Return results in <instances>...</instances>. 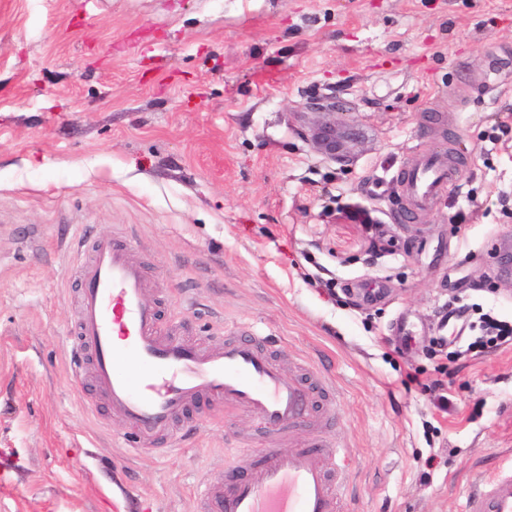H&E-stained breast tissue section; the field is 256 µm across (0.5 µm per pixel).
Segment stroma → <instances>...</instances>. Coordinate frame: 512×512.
I'll return each instance as SVG.
<instances>
[{
  "mask_svg": "<svg viewBox=\"0 0 512 512\" xmlns=\"http://www.w3.org/2000/svg\"><path fill=\"white\" fill-rule=\"evenodd\" d=\"M505 62L512 0H0V512H195L240 449L288 445L202 400L177 453L132 451L69 372L85 224L136 239L148 300L204 345L251 323L330 378L329 423L298 436L350 448L351 512H463L512 464V346L473 355L472 313L446 316L512 321L487 254L512 235V76L481 82ZM315 97L343 104L350 163L312 143ZM449 148L443 195L390 222L375 184ZM441 334L439 395L408 376Z\"/></svg>",
  "mask_w": 512,
  "mask_h": 512,
  "instance_id": "stroma-1",
  "label": "stroma"
}]
</instances>
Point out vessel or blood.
<instances>
[{"label": "vessel or blood", "mask_w": 512, "mask_h": 512, "mask_svg": "<svg viewBox=\"0 0 512 512\" xmlns=\"http://www.w3.org/2000/svg\"><path fill=\"white\" fill-rule=\"evenodd\" d=\"M455 174L447 151L410 158L392 186L407 213L431 209ZM134 241L88 239L71 341L74 383L92 374L100 393L140 445L173 444L177 422L199 399L251 415L266 431L281 433L328 422L318 405L328 379L308 370L286 374L270 339L249 324L237 326L223 344L205 347L161 317L145 296L151 284ZM347 448H310L289 439L284 448H250L235 458L236 472L206 480L197 512H348L343 491L350 483ZM464 512H512V468L469 487Z\"/></svg>", "instance_id": "obj_1"}]
</instances>
